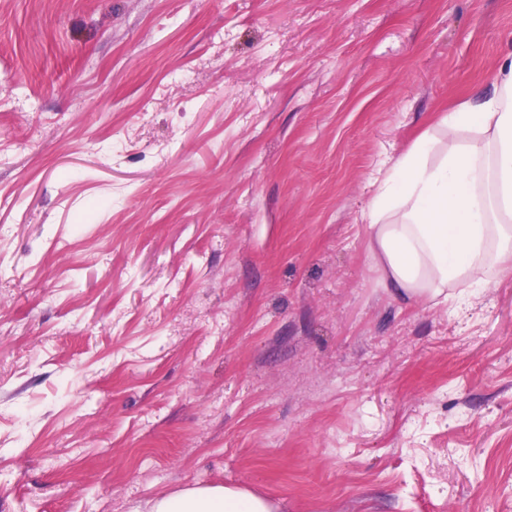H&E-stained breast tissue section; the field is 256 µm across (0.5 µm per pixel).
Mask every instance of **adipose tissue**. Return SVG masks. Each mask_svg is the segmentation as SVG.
<instances>
[{"label":"adipose tissue","instance_id":"adipose-tissue-1","mask_svg":"<svg viewBox=\"0 0 512 512\" xmlns=\"http://www.w3.org/2000/svg\"><path fill=\"white\" fill-rule=\"evenodd\" d=\"M393 160L362 214L386 284L417 300L512 271V52L489 89L464 98ZM150 512H276L266 498L221 483L154 499Z\"/></svg>","mask_w":512,"mask_h":512}]
</instances>
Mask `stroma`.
<instances>
[{"label": "stroma", "mask_w": 512, "mask_h": 512, "mask_svg": "<svg viewBox=\"0 0 512 512\" xmlns=\"http://www.w3.org/2000/svg\"><path fill=\"white\" fill-rule=\"evenodd\" d=\"M512 0H0V512H512V273L387 288L390 158ZM148 507L149 512H276L268 499L223 483L188 486L154 499Z\"/></svg>", "instance_id": "obj_1"}]
</instances>
